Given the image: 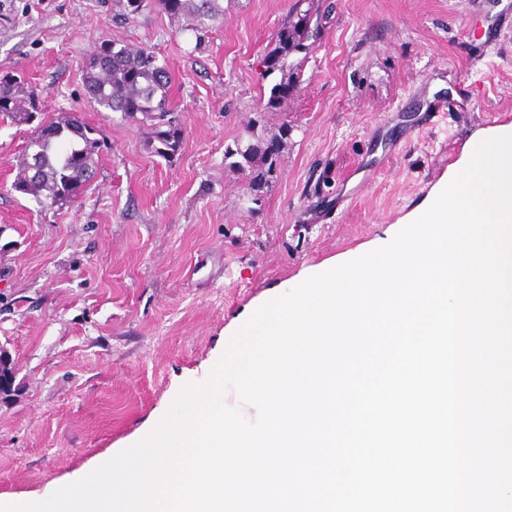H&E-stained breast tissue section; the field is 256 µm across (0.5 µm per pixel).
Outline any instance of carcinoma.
I'll list each match as a JSON object with an SVG mask.
<instances>
[{
    "label": "carcinoma",
    "instance_id": "cac0c4a2",
    "mask_svg": "<svg viewBox=\"0 0 512 512\" xmlns=\"http://www.w3.org/2000/svg\"><path fill=\"white\" fill-rule=\"evenodd\" d=\"M160 9L172 19H184L188 29L202 33L210 22L224 17L222 0H156ZM321 0H295L277 34L275 47L265 56V71L261 79L276 72L283 74L280 82L272 85L264 107L277 109L288 100L292 82L286 77L288 57L306 49L304 41L317 38L320 30ZM83 84L89 100L109 112H120L151 122L154 139L159 142L155 152L171 157L182 145V128L175 116L169 97L170 75L159 63L154 52L145 48H117L101 43L83 69ZM30 112H42L41 102L27 83L15 75L0 77V115L17 124H28ZM94 129L81 122L54 125L40 123L25 145V149L39 151L41 175L30 180L24 165H19L14 181L24 182L20 193L32 196L41 204L70 194L71 189L86 186L96 174L95 156L99 140L92 136ZM280 143H265L258 139L247 145L237 141L224 150V158L240 160L230 166L249 169V186L258 191L269 181L279 158Z\"/></svg>",
    "mask_w": 512,
    "mask_h": 512
}]
</instances>
